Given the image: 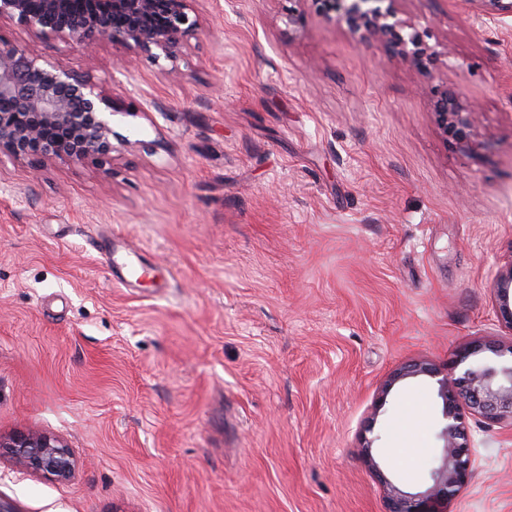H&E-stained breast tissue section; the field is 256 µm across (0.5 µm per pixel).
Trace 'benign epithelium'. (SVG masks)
Listing matches in <instances>:
<instances>
[{
  "label": "benign epithelium",
  "instance_id": "benign-epithelium-1",
  "mask_svg": "<svg viewBox=\"0 0 512 512\" xmlns=\"http://www.w3.org/2000/svg\"><path fill=\"white\" fill-rule=\"evenodd\" d=\"M196 0H0V23L16 22L33 35L67 46L93 50L108 44L116 50L144 55L160 66L161 74L176 71L173 63L190 40L202 30L194 7ZM339 5L347 23L377 38L387 53L416 64L427 48L419 33L400 17L399 0H324ZM172 63L165 68L160 61ZM114 107L93 78L77 74L59 60L39 62L23 50L0 41V157L15 161L106 163L112 159ZM443 132L467 137L473 111L459 105L458 92L450 88L435 104ZM498 318L512 332V261L493 285ZM489 352L509 357L511 364H471ZM460 375L439 376L426 361H415L396 372L381 391L385 400L404 379H436L442 402L443 425L438 434L443 455L430 472L432 485L411 494L391 487L385 512H434L432 505L446 500L470 479L473 471L472 439L468 419L500 423L512 421V344L474 342L460 347L454 367ZM0 448L22 468L50 480L70 478L77 461L65 442L38 430L0 436Z\"/></svg>",
  "mask_w": 512,
  "mask_h": 512
}]
</instances>
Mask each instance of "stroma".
<instances>
[{
	"mask_svg": "<svg viewBox=\"0 0 512 512\" xmlns=\"http://www.w3.org/2000/svg\"><path fill=\"white\" fill-rule=\"evenodd\" d=\"M195 7L168 77L0 24L115 107L106 164L0 159V435L77 460L50 481L1 456L0 512H385L382 479L430 487L442 425L433 379L385 380L512 343L491 289L512 260V14L400 0L427 75L316 0ZM451 84L475 107L463 140L433 111ZM114 236L165 286L119 285L92 246ZM470 429L445 512H512V423ZM419 376H427L430 378L439 377L436 368L426 361H415L405 365L396 372L381 391V397H387L393 386L401 380L415 378Z\"/></svg>",
	"mask_w": 512,
	"mask_h": 512,
	"instance_id": "1",
	"label": "stroma"
}]
</instances>
